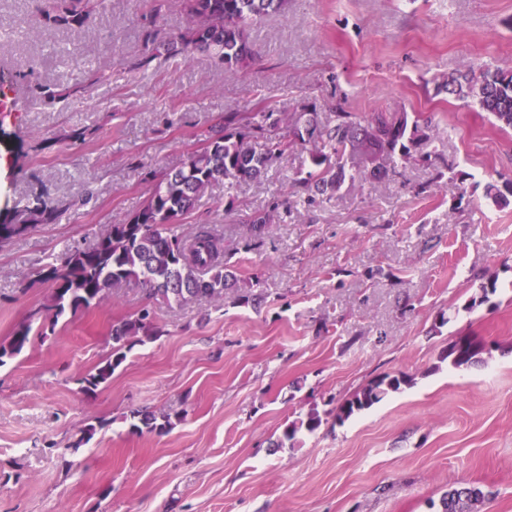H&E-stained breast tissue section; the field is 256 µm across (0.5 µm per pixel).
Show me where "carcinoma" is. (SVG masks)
<instances>
[{
	"instance_id": "carcinoma-1",
	"label": "carcinoma",
	"mask_w": 512,
	"mask_h": 512,
	"mask_svg": "<svg viewBox=\"0 0 512 512\" xmlns=\"http://www.w3.org/2000/svg\"><path fill=\"white\" fill-rule=\"evenodd\" d=\"M285 0H183V7L194 25L183 35L154 29L149 34L153 50L170 56L207 54L230 70L253 57L251 27L263 17L283 9ZM105 10V0H54L48 9H39L45 24L67 34L83 31L90 15ZM12 84L21 89L29 106H55L66 103L78 92L40 81L33 71H18ZM438 90L459 100H470L491 114L504 131H512V71L498 67L466 64L448 75ZM264 138L265 150L252 141ZM426 138L424 126L408 113H354L338 109L327 117L302 109L283 124L280 113L272 110L230 112L224 123L211 129L205 146L187 154L182 166L164 173L148 198L121 222L110 225L96 243L74 250L47 264L36 280L53 285L48 303L32 316L42 320L23 322L8 340L0 343V366L21 354L36 335H44L58 318L99 303L114 288L139 284L152 299L182 304L194 299H222L229 290L241 304H258L259 296L238 285V278L224 252L223 239L206 225L189 237L171 232L184 223L205 191L225 180L263 178L276 153L301 147L308 151L313 169L297 186L310 199H330L346 180L365 175V171L346 168L345 156L363 155L376 163L371 174L386 173L384 162L395 157L409 159ZM63 203L43 193L28 195L15 203L9 220L0 224V242L26 234L38 224H54L62 213L89 202ZM275 208L253 213L246 218L250 235L262 238L274 223ZM162 335L155 324L154 309L144 307L136 314L112 323L111 357L96 371L81 378L87 392L108 382L124 361L125 349L132 341L153 340ZM468 347L457 342L448 345L445 358L454 367L481 361L483 343L467 338ZM411 383L404 375H386L372 381L336 407V419L345 422L352 416L383 401L388 395ZM138 423L135 432H163L172 426L171 415L147 411L133 412ZM322 423L317 409L290 422L276 446L294 444L298 433L314 432ZM482 490L460 483L442 499L443 512H477Z\"/></svg>"
}]
</instances>
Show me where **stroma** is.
<instances>
[{
  "label": "stroma",
  "instance_id": "35a3bbf8",
  "mask_svg": "<svg viewBox=\"0 0 512 512\" xmlns=\"http://www.w3.org/2000/svg\"><path fill=\"white\" fill-rule=\"evenodd\" d=\"M106 3L70 36L28 0H0V79L33 65L77 90L63 109L22 108L11 88L0 98V210L41 188L94 192L0 243V341L48 301L36 272L140 208L146 171L181 166L225 113L408 112L431 119L429 139L387 177L346 181L320 204L289 189L310 169L298 148L261 180L209 187L174 232L223 236L260 308L229 294L152 303L129 284L0 366V512H440L460 482L483 491L481 512H512V205L485 192L512 185V133L438 89L467 62L512 70V0H288L231 70L163 53L136 68L155 0ZM99 68L111 80L90 83ZM77 128L88 139L74 149ZM276 200V224L251 243L244 217ZM492 276L495 292L471 306ZM148 304L163 336L133 343L85 392L113 321ZM461 336L487 345L481 363L442 360ZM400 374L411 384L336 422L337 403ZM313 407L321 426L276 447ZM145 409L176 422L132 432Z\"/></svg>",
  "mask_w": 512,
  "mask_h": 512
}]
</instances>
